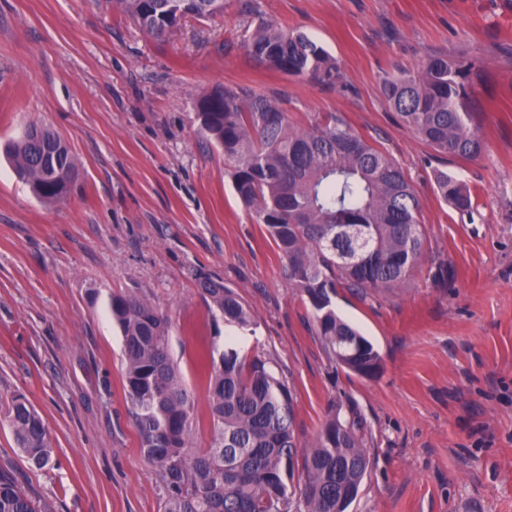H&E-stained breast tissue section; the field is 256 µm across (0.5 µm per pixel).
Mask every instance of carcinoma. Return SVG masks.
Segmentation results:
<instances>
[{"instance_id": "obj_1", "label": "carcinoma", "mask_w": 512, "mask_h": 512, "mask_svg": "<svg viewBox=\"0 0 512 512\" xmlns=\"http://www.w3.org/2000/svg\"><path fill=\"white\" fill-rule=\"evenodd\" d=\"M156 40L177 14L206 19L224 0H105ZM250 57L327 89L345 86L339 63L301 32L260 20L247 37ZM481 80L476 61L435 53L416 69L382 79L390 109L435 152L475 161L484 153L472 98ZM196 113L202 137L224 153L237 195L266 227L283 273L309 304L327 357L358 376L381 370L374 345L336 313V290L363 300L403 288L419 266L427 241L415 188L381 148L357 134L338 112L305 125L283 101L246 86L217 87ZM50 145L24 134L5 144L18 178L41 201L72 190L69 147L51 167ZM440 196L462 215L473 207L470 187L439 171ZM203 298L224 319V349L211 359L208 393L214 436L194 444V412L169 344L168 315L133 291L112 295L109 314L120 330L125 386L145 458L159 471L163 512H347L369 469L361 423L331 409L314 442L295 435L291 389L270 361L244 350L253 330L247 304L224 279L197 277ZM7 419L17 447L36 469L52 459L42 417L21 396ZM302 457V485L293 484ZM0 512H49L0 471Z\"/></svg>"}]
</instances>
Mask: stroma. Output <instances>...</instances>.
Returning <instances> with one entry per match:
<instances>
[{"mask_svg":"<svg viewBox=\"0 0 512 512\" xmlns=\"http://www.w3.org/2000/svg\"><path fill=\"white\" fill-rule=\"evenodd\" d=\"M262 19L321 44L346 87L257 66L244 40ZM437 52L479 62L478 160L418 141L382 94L385 74ZM219 85L287 97L304 122L342 113L412 180L427 233L412 280L336 296L378 347L376 376L328 359L264 225L201 139L195 101ZM31 123L61 134L75 158L63 201L35 198L3 152ZM439 170L476 191L471 214L440 198ZM201 273L249 306L246 348L286 378L301 444L329 403L362 419L370 467L349 512H512V0H226L163 42L95 0H0V469L51 512H162L124 389L115 293L134 290L170 317L195 444L209 446L203 369L224 322L200 295ZM17 395L47 427L46 470L15 444L5 407Z\"/></svg>","mask_w":512,"mask_h":512,"instance_id":"stroma-1","label":"stroma"}]
</instances>
